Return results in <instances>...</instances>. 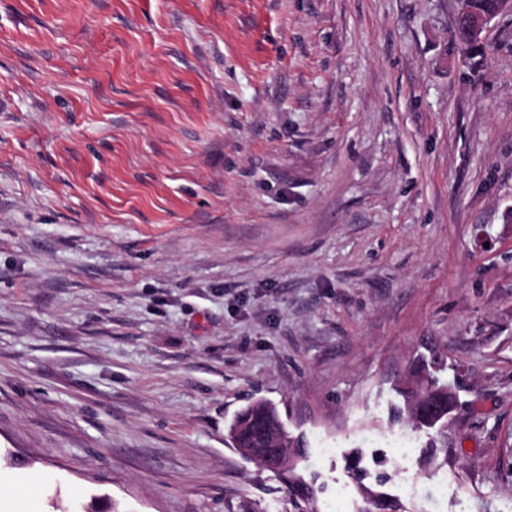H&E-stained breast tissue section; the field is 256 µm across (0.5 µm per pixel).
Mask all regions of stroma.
<instances>
[{
  "instance_id": "stroma-1",
  "label": "stroma",
  "mask_w": 512,
  "mask_h": 512,
  "mask_svg": "<svg viewBox=\"0 0 512 512\" xmlns=\"http://www.w3.org/2000/svg\"><path fill=\"white\" fill-rule=\"evenodd\" d=\"M459 11L0 0V486L512 512V13L482 57ZM421 368L457 394L444 448L400 394ZM259 399L292 472L230 445ZM279 418L281 419L277 407L267 401L259 400L254 407L248 406L247 408H244L235 416L229 426L228 437L231 445L234 448L233 443L237 438V431L240 426L244 425V431L245 428L253 421L261 419L268 422H274Z\"/></svg>"
}]
</instances>
